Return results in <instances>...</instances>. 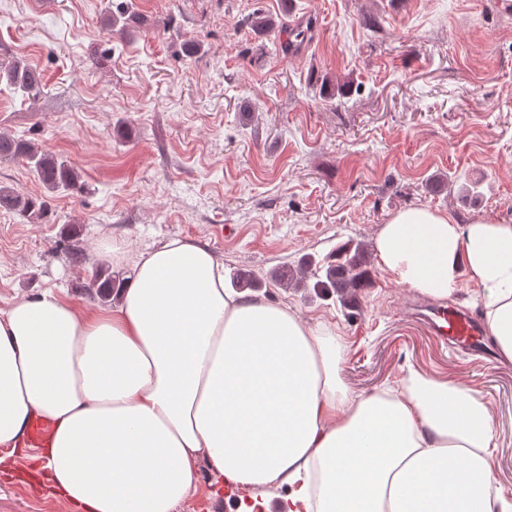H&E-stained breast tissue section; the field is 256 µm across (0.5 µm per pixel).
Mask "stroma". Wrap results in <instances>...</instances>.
I'll list each match as a JSON object with an SVG mask.
<instances>
[{
  "label": "stroma",
  "instance_id": "stroma-1",
  "mask_svg": "<svg viewBox=\"0 0 512 512\" xmlns=\"http://www.w3.org/2000/svg\"><path fill=\"white\" fill-rule=\"evenodd\" d=\"M122 39L112 0H0V61L43 75L33 102L0 92V131L63 156L83 192L53 198L44 224L0 212V308L44 291L103 310L87 284L105 248L139 254L182 239L239 269L308 324L336 331L354 392L408 369L456 379L490 404L495 485L512 500V363L454 350L416 320L420 294L373 274L359 303L269 282L275 268L373 249L397 211L425 206L466 224H512V0H133ZM276 21L252 31L256 9ZM312 38L278 53L289 31ZM200 42L188 57L183 42ZM351 82L324 97L322 79ZM476 181L475 199L432 177ZM80 261H73V252ZM36 462L0 447V512H69ZM142 23L139 15L128 10L125 2L116 5V10L108 11L100 17L102 29L112 36L122 37L126 31Z\"/></svg>",
  "mask_w": 512,
  "mask_h": 512
}]
</instances>
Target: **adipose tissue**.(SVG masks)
Segmentation results:
<instances>
[{"mask_svg":"<svg viewBox=\"0 0 512 512\" xmlns=\"http://www.w3.org/2000/svg\"><path fill=\"white\" fill-rule=\"evenodd\" d=\"M390 280L431 298L461 272L481 289L497 357L512 362V224L396 212L375 238ZM344 346L285 305L224 286L208 249L175 239L140 254L111 309L51 292L0 309V447L38 450L54 493L77 512H174L199 463L261 512H512L492 474L488 402L408 370L399 388L355 394Z\"/></svg>","mask_w":512,"mask_h":512,"instance_id":"1","label":"adipose tissue"}]
</instances>
